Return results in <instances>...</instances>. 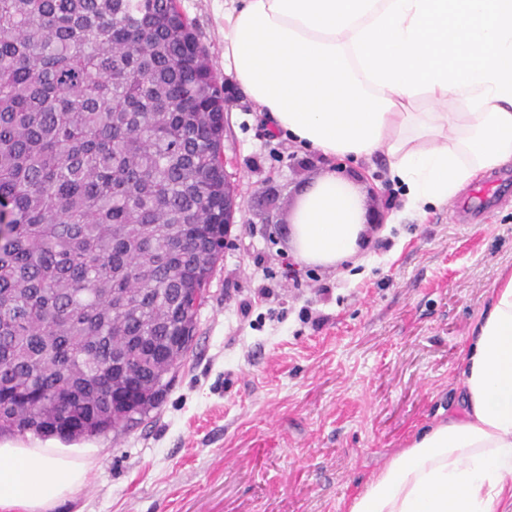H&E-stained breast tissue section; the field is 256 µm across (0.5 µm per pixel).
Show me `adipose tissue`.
Wrapping results in <instances>:
<instances>
[{"label":"adipose tissue","mask_w":512,"mask_h":512,"mask_svg":"<svg viewBox=\"0 0 512 512\" xmlns=\"http://www.w3.org/2000/svg\"><path fill=\"white\" fill-rule=\"evenodd\" d=\"M224 68L277 130L328 158L385 152L410 205L512 162V0H225ZM347 178L303 192L295 257L359 248ZM458 409L390 458L346 512H512V273L474 316ZM79 448L0 443V512H53L84 485Z\"/></svg>","instance_id":"obj_1"}]
</instances>
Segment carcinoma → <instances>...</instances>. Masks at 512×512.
Segmentation results:
<instances>
[{"instance_id": "obj_1", "label": "carcinoma", "mask_w": 512, "mask_h": 512, "mask_svg": "<svg viewBox=\"0 0 512 512\" xmlns=\"http://www.w3.org/2000/svg\"><path fill=\"white\" fill-rule=\"evenodd\" d=\"M223 138L174 0H0V436L155 408L224 252Z\"/></svg>"}]
</instances>
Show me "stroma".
<instances>
[{"label": "stroma", "instance_id": "stroma-1", "mask_svg": "<svg viewBox=\"0 0 512 512\" xmlns=\"http://www.w3.org/2000/svg\"><path fill=\"white\" fill-rule=\"evenodd\" d=\"M178 3L232 92L223 151L239 209L160 404L123 433L80 440L95 462L55 512H344L418 428L455 409L473 317L512 269V187L458 224L452 201L417 213L384 152L329 160L268 137L224 70V0ZM334 171L364 197L361 249L289 279L291 215Z\"/></svg>", "mask_w": 512, "mask_h": 512}]
</instances>
